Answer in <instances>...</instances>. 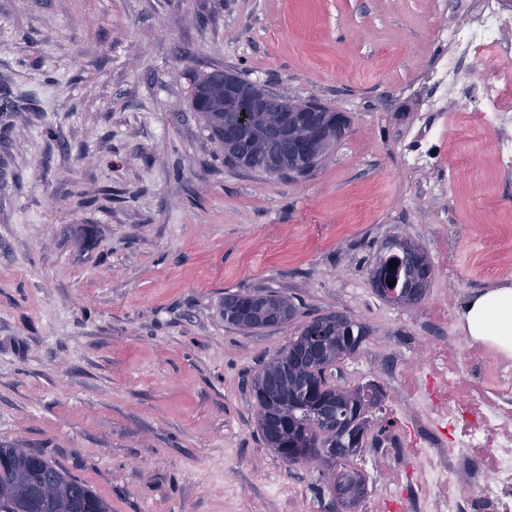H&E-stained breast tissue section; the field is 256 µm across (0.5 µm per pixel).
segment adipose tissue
<instances>
[{"label": "adipose tissue", "mask_w": 512, "mask_h": 512, "mask_svg": "<svg viewBox=\"0 0 512 512\" xmlns=\"http://www.w3.org/2000/svg\"><path fill=\"white\" fill-rule=\"evenodd\" d=\"M458 321L473 341L512 359V282L470 294L460 305Z\"/></svg>", "instance_id": "ef3b65f1"}]
</instances>
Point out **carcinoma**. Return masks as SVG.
<instances>
[{"instance_id": "cac0c4a2", "label": "carcinoma", "mask_w": 512, "mask_h": 512, "mask_svg": "<svg viewBox=\"0 0 512 512\" xmlns=\"http://www.w3.org/2000/svg\"><path fill=\"white\" fill-rule=\"evenodd\" d=\"M197 95L191 106L201 117L204 128L224 153V161L237 166H249L280 177H301L306 172L288 165V143L272 142L271 162L263 156L251 155L247 143L262 136L267 114L256 112L251 117L244 139L239 145L224 146V123L234 113L224 111L223 84L208 73L196 81ZM318 126L321 133L312 141L310 167L325 160L342 137L341 127L348 125L340 112H319ZM397 263L393 267L390 262ZM411 258L399 252L392 255L391 248L384 244L378 251L372 272V283L377 295H386L379 286L384 275L403 289L412 276ZM266 300L283 307L280 323L291 322L297 315L296 305L287 297L272 293L232 295L224 301V319L243 330L261 329L270 326L265 321L248 323L259 300ZM319 326L332 350L322 361L303 368L297 377L284 388L280 385L279 357L291 349L300 347L310 331ZM369 328L344 313H329L318 316L300 327L298 336L278 353V356L263 365L252 381V394L256 402V417L262 439L277 456L289 465L308 464L323 449L337 455L340 466H331V477L342 474L358 479L367 485L366 477L353 466V460L366 451L368 434L374 427L372 413L381 410L385 393L373 383L365 382L352 387L333 382L338 365L353 357L360 349ZM341 420L339 425H326L320 421L324 408ZM40 485L53 483L61 488L69 504L77 507L75 512H110L108 503L94 493L85 483L71 476L59 464L47 459L42 453L31 450L20 454L13 446L0 445V488L23 487L24 483ZM0 512H53L52 505L32 499L30 493L21 490L15 497L0 500Z\"/></svg>"}]
</instances>
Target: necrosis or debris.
Instances as JSON below:
<instances>
[{
	"instance_id": "4bbe7bcc",
	"label": "necrosis or debris",
	"mask_w": 512,
	"mask_h": 512,
	"mask_svg": "<svg viewBox=\"0 0 512 512\" xmlns=\"http://www.w3.org/2000/svg\"><path fill=\"white\" fill-rule=\"evenodd\" d=\"M432 35L446 42L448 50L425 70L423 80L427 87L426 105L429 111H441L447 94H454L468 122L492 127L496 133V158L501 171H512V107L502 97V88L512 85V0H469L466 22L445 21L436 26ZM494 53L503 66L496 78L473 83L462 76L464 58ZM490 371L496 406L481 412L470 408H449L446 400L449 383L463 382L470 371ZM417 395L406 389L396 393L397 408L404 413L411 426L424 427L426 422L445 424L463 422L467 425L464 439L447 449L434 434L419 440L435 457L434 468L419 470L415 477V495L406 504V512H465V491L475 489L486 501L495 504L498 512H512V431L506 432L497 446L500 466L494 478H486L478 470L467 468L468 449L477 447L481 434L490 428L501 427L499 408L512 403V369L497 363L491 356L471 357L458 366L454 374L433 369L428 360L418 365ZM456 480L460 495L442 497L435 489L448 480Z\"/></svg>"
}]
</instances>
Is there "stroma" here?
<instances>
[{
  "label": "stroma",
  "instance_id": "1",
  "mask_svg": "<svg viewBox=\"0 0 512 512\" xmlns=\"http://www.w3.org/2000/svg\"><path fill=\"white\" fill-rule=\"evenodd\" d=\"M467 0H0V443L34 448L112 512H332L330 475L265 447L250 382L301 325L342 312L370 334L341 383L394 397L420 350L476 345L470 293L512 278V174L490 128L436 117L437 165H402L426 117L430 30ZM215 69L350 120L304 178L225 163L190 106ZM398 236L433 264L397 306L370 278ZM272 291L291 323L225 322L230 294ZM400 332L409 352L372 361ZM421 458H361L396 512Z\"/></svg>",
  "mask_w": 512,
  "mask_h": 512
}]
</instances>
